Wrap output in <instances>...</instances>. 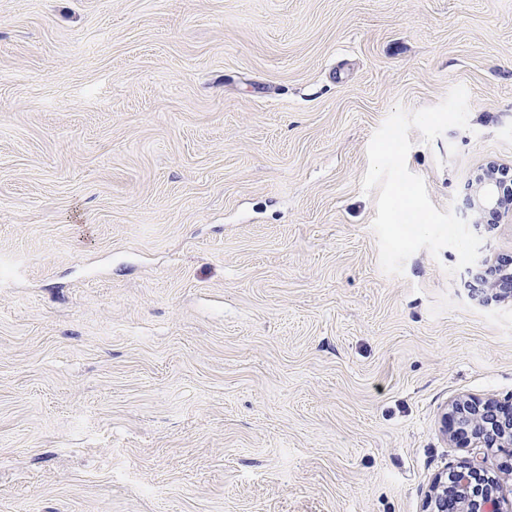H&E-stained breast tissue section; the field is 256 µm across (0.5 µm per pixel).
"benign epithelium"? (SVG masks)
Returning <instances> with one entry per match:
<instances>
[{"instance_id":"1","label":"benign epithelium","mask_w":512,"mask_h":512,"mask_svg":"<svg viewBox=\"0 0 512 512\" xmlns=\"http://www.w3.org/2000/svg\"><path fill=\"white\" fill-rule=\"evenodd\" d=\"M504 170L489 164L477 179L479 190L470 208L486 210L497 219L512 212V187L501 191ZM498 266H486L488 288L512 293V273L497 276ZM455 426L456 435L487 447H512V404L502 405L494 400L461 399L453 402L445 413ZM429 512H502L498 490L493 479L484 474L479 461L472 460L454 471L449 480H437L429 494Z\"/></svg>"}]
</instances>
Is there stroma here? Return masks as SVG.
Segmentation results:
<instances>
[{"instance_id": "obj_1", "label": "stroma", "mask_w": 512, "mask_h": 512, "mask_svg": "<svg viewBox=\"0 0 512 512\" xmlns=\"http://www.w3.org/2000/svg\"><path fill=\"white\" fill-rule=\"evenodd\" d=\"M463 202L512 169V0H0V512H427L512 400V297L382 272L367 147ZM448 418L461 438L486 447H512V401L502 405L494 400H457L445 413L447 421Z\"/></svg>"}]
</instances>
